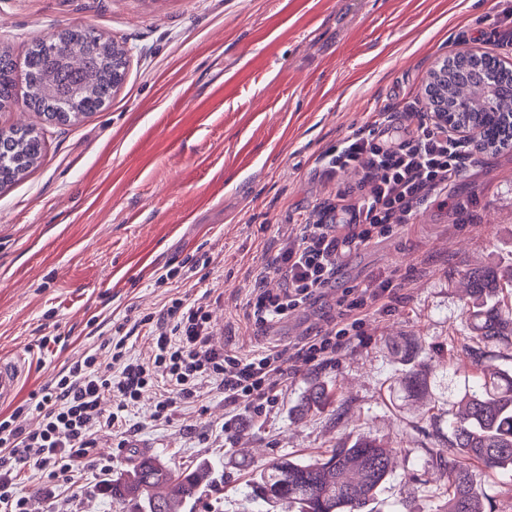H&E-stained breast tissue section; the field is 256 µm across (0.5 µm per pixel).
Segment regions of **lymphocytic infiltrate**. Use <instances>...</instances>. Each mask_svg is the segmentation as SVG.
Instances as JSON below:
<instances>
[{
  "label": "lymphocytic infiltrate",
  "instance_id": "1",
  "mask_svg": "<svg viewBox=\"0 0 512 512\" xmlns=\"http://www.w3.org/2000/svg\"><path fill=\"white\" fill-rule=\"evenodd\" d=\"M394 123L388 112L375 113L367 132L346 138L320 159L330 175L348 168L365 170L370 188L358 191L352 204L329 205L335 223L302 225L295 238L286 240L275 257L285 284L273 293L263 286L265 273L255 275L246 302L249 322L262 327L282 320L335 287L342 253L412 223L420 205L447 191L473 154L468 141L435 121L421 123L408 138L386 142ZM391 300L386 283L345 289L337 301L336 325L305 338L295 357L309 363L333 361L359 339L366 318ZM143 321L149 358L128 357L124 339L109 342L110 370H100L90 355L30 395L22 410L40 417L38 428H20L11 418L0 421V512H27V500L18 492L22 469L30 467L43 478L66 483L80 467L93 464L97 432L106 427L126 435L125 413L146 390L159 393L153 413L157 421L169 418L175 401L196 398L203 377L214 380L234 409L258 416L275 403V389L285 373L281 350L243 356L218 347L204 306L180 298ZM107 398L113 406L106 415L101 404Z\"/></svg>",
  "mask_w": 512,
  "mask_h": 512
}]
</instances>
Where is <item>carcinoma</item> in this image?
<instances>
[{
    "instance_id": "obj_1",
    "label": "carcinoma",
    "mask_w": 512,
    "mask_h": 512,
    "mask_svg": "<svg viewBox=\"0 0 512 512\" xmlns=\"http://www.w3.org/2000/svg\"><path fill=\"white\" fill-rule=\"evenodd\" d=\"M58 37L78 55L75 69L60 64L42 43L25 56L24 85L14 77L9 55L0 52V108L18 99L61 123L96 110L115 90V75L125 73V51L100 43L91 29H64ZM429 103L456 110L479 131V149L505 148L512 128V69L486 56L456 55L448 68L432 73ZM41 136L30 129L0 130V187L24 176L39 160ZM470 332L460 351L477 373L460 396L456 412L436 403L432 372L419 361L422 343L405 336L391 346L401 365L394 383L402 401L428 400L419 420L428 423L438 447L426 464L440 473L441 505L436 512H485L482 476L512 466V370L492 363L490 347L512 346V262L469 268L464 273ZM337 401L322 381H311L302 411H321ZM393 449L383 441L358 435L336 443L309 460L276 458L252 475L244 497L251 512H274L282 502L296 512H362L389 479ZM211 481V467L201 464L173 470L159 458L143 456L131 470L112 475L106 494L126 512H184Z\"/></svg>"
}]
</instances>
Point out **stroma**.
Listing matches in <instances>:
<instances>
[{
    "label": "stroma",
    "mask_w": 512,
    "mask_h": 512,
    "mask_svg": "<svg viewBox=\"0 0 512 512\" xmlns=\"http://www.w3.org/2000/svg\"><path fill=\"white\" fill-rule=\"evenodd\" d=\"M66 27L111 38L129 68L109 102L71 126L21 101L0 109V128L45 140L36 167L0 189V357L25 364L0 418L35 427L17 407L85 356L108 369L99 345L116 329L130 356H147L142 319L175 298L207 305L218 343L241 354L285 351L329 328L343 289L387 281L396 299L334 362H287L266 415L232 416L205 379L197 401L156 422L145 393L126 446L98 433L102 466L70 484L35 473L22 482L29 512H120L99 488L144 447L174 469L211 466L191 512H243L252 470L351 433L397 449L376 512H434L438 475L425 459L436 442L414 403L384 396L397 370L389 344L422 337L449 403L471 383L458 350L462 275L512 261V148L474 152L447 193L391 237L342 254L335 287L287 318L255 327L245 303L261 268L267 288H280L270 264L287 237L363 181L354 170L325 178L319 157L375 112L412 99L429 110L425 90L448 56L475 48L512 62V0H0V51L16 60ZM315 378L343 404L300 416Z\"/></svg>",
    "instance_id": "obj_1"
}]
</instances>
